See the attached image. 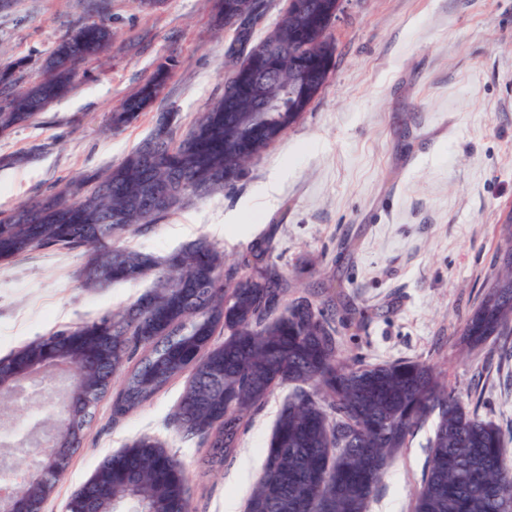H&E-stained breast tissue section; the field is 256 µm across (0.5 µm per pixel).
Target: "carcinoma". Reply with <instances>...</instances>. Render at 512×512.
I'll return each instance as SVG.
<instances>
[{
  "label": "carcinoma",
  "instance_id": "1",
  "mask_svg": "<svg viewBox=\"0 0 512 512\" xmlns=\"http://www.w3.org/2000/svg\"><path fill=\"white\" fill-rule=\"evenodd\" d=\"M268 0H217L219 21L246 14L225 52L224 95L174 139L177 113L162 112L154 130L106 172L68 181L42 200L0 217V267L39 248L81 251L83 280L93 288L136 281L158 267L151 256L123 245L184 199L205 198L235 182L245 167L298 123L336 63L326 29L336 0H294L276 28L254 41ZM112 28L88 22L60 40L45 59V77L16 87L15 61L0 71V135L31 121L66 96L76 65L101 57ZM172 74L159 66L112 112L118 129L144 111ZM281 100L276 112L258 99ZM171 201L152 208L153 186ZM288 283L263 242L237 264L205 239L164 259L155 289L122 312L46 336L64 351L75 335L108 336L112 357L82 366L88 399L74 401L67 419L85 435L98 403L119 380L112 417H123L173 380L189 382L174 413L179 432L198 437L215 463L239 448L254 414L277 388L292 391L280 410L262 472L245 512H367L389 459L434 419L422 485L413 512H512V456L490 409L469 407L433 365L412 358L379 364L342 354L333 319L310 299L286 303ZM224 336L220 344L214 336ZM501 341L512 350V265L491 274L462 331L471 352ZM190 490L182 461L152 436L112 457V498L85 488L88 507L102 512H179Z\"/></svg>",
  "mask_w": 512,
  "mask_h": 512
}]
</instances>
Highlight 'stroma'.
<instances>
[{
    "label": "stroma",
    "mask_w": 512,
    "mask_h": 512,
    "mask_svg": "<svg viewBox=\"0 0 512 512\" xmlns=\"http://www.w3.org/2000/svg\"><path fill=\"white\" fill-rule=\"evenodd\" d=\"M213 0H13L0 8V67L14 79L44 74L56 42L88 21L110 26L101 60L82 62L74 89L36 119L0 136V212L39 200L81 173L120 163L159 113L186 130L224 93V50ZM336 65L298 124L241 178L190 200L124 245L165 259L207 239L226 263L264 241L288 282L287 299L319 282L340 288L335 326L344 354L381 363L401 357L435 365L449 385L482 396L512 431V356L487 345L467 354L461 328L480 300L512 213V0H343L329 30ZM172 62L156 101L112 130L111 115ZM32 152L24 165L14 155ZM83 258L41 248L0 269V357L67 325L117 312L153 289L156 273L105 289L87 287ZM186 386L178 378L120 421L104 397L43 512H64L102 461L150 435L185 464L192 512H243L261 472L279 409L277 389L255 413L235 456L207 468L196 441L172 423ZM431 425L388 463L368 512H412Z\"/></svg>",
    "instance_id": "35a3bbf8"
}]
</instances>
